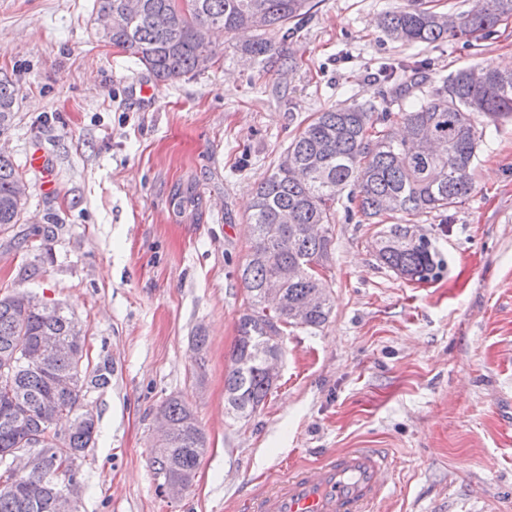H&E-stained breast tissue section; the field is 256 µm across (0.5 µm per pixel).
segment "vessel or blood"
<instances>
[{"label": "vessel or blood", "mask_w": 512, "mask_h": 512, "mask_svg": "<svg viewBox=\"0 0 512 512\" xmlns=\"http://www.w3.org/2000/svg\"><path fill=\"white\" fill-rule=\"evenodd\" d=\"M385 459L375 448H353L318 467L298 469L262 496L252 512H364L387 494Z\"/></svg>", "instance_id": "vessel-or-blood-1"}]
</instances>
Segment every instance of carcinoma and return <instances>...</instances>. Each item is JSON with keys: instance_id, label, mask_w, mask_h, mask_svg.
Wrapping results in <instances>:
<instances>
[{"instance_id": "1", "label": "carcinoma", "mask_w": 512, "mask_h": 512, "mask_svg": "<svg viewBox=\"0 0 512 512\" xmlns=\"http://www.w3.org/2000/svg\"><path fill=\"white\" fill-rule=\"evenodd\" d=\"M174 0H142L135 15L123 13V0H95L96 13L121 17L112 32L102 34L115 48L131 52L159 81H173L188 73L206 71L217 62V52L206 40L207 30L220 28L232 35L233 48L257 60L277 59L281 69L298 67L288 51L300 23L312 9L311 0H187L177 10ZM512 17V0H485L478 12L442 13L409 5L382 18L384 31L404 45H431L449 37L467 42L489 34ZM418 63L408 67L388 64L382 80L396 82L404 136L372 133L377 108L359 106L321 112L291 141L275 169L255 190L250 221L253 242L239 270L249 296L240 317L231 370L224 380L229 409L247 419L271 392L264 360L282 349L288 328H317L331 314L327 281L311 265L329 261L336 201L353 185L359 209L366 218L401 212L443 213L473 190V165L478 147L474 116L491 121L512 118V71L473 66L458 71L423 99H409L410 87L397 71L419 73ZM16 102V88L0 77V129L7 128ZM23 175L10 158L0 155V226L17 224L27 197L19 192ZM380 261L410 281L437 276L442 263L430 240L408 238L407 227L393 224L377 241ZM277 281L288 306H266L264 286ZM320 304L296 322L291 307L313 295ZM72 321L57 306L41 304L25 293L0 297V369L13 368L11 383L0 380V462L12 448H23L28 436L42 438L39 453L44 467L60 468L89 447L95 420L81 409V396L89 386L109 383L108 365L88 371L85 343L72 336ZM57 339L56 357L46 367L19 362L24 351L38 348L40 339ZM76 378L73 388L58 390L57 374ZM172 432L150 460L155 477L181 476L193 482L208 439L189 404L171 396L160 406ZM70 417L63 431L56 421ZM0 512H53L45 473L32 469L17 479L0 466Z\"/></svg>"}]
</instances>
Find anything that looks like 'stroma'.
<instances>
[{
  "mask_svg": "<svg viewBox=\"0 0 512 512\" xmlns=\"http://www.w3.org/2000/svg\"><path fill=\"white\" fill-rule=\"evenodd\" d=\"M93 2L0 0V74L18 90L0 153L28 184L19 223L0 227V296L61 307L90 365L112 368L108 385L81 397L96 431L77 460V512H239L346 448L389 452L380 512H512V121L476 117L474 189L447 214L375 223L340 198L328 322L289 329L280 379L252 418L224 402L247 307L238 268L253 192L288 143L316 113L381 103L384 64L426 61L416 98L463 68H512V18L469 45L402 46L379 20L409 0H313L290 43L296 70L241 58L217 32L214 67L157 82L99 40ZM36 149L54 194L27 165ZM189 186L202 207L177 213L172 195ZM393 224L431 241L443 263L435 279L380 262L376 241ZM172 395L209 443L175 499L157 494L150 466Z\"/></svg>",
  "mask_w": 512,
  "mask_h": 512,
  "instance_id": "stroma-1",
  "label": "stroma"
}]
</instances>
